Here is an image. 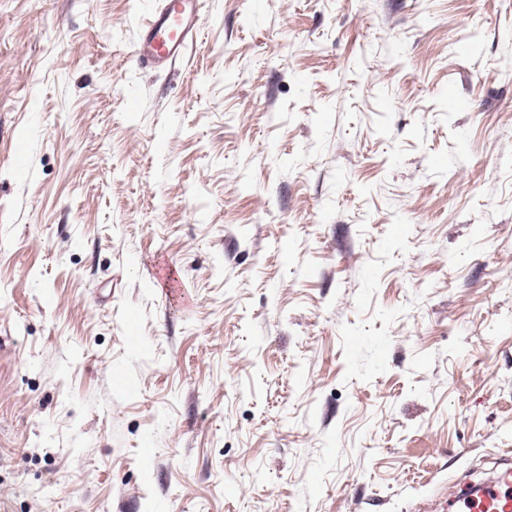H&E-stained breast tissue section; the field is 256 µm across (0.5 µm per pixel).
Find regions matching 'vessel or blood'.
I'll return each mask as SVG.
<instances>
[{
	"instance_id": "b4317fda",
	"label": "vessel or blood",
	"mask_w": 512,
	"mask_h": 512,
	"mask_svg": "<svg viewBox=\"0 0 512 512\" xmlns=\"http://www.w3.org/2000/svg\"><path fill=\"white\" fill-rule=\"evenodd\" d=\"M203 0H156L138 32L133 56L137 64L165 70L184 60L200 33ZM455 512H512V468L503 467L491 481L454 497Z\"/></svg>"
}]
</instances>
